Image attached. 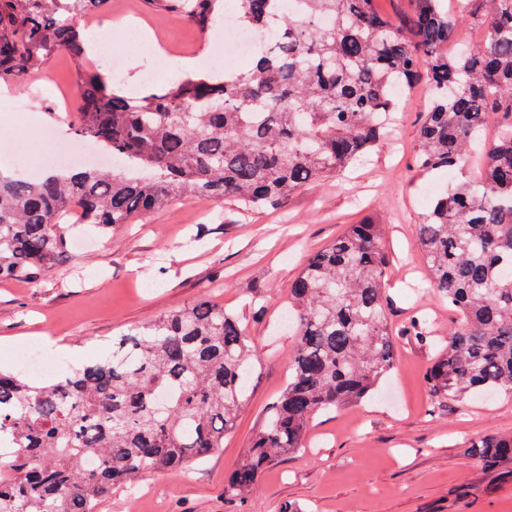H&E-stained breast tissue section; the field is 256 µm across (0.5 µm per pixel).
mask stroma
<instances>
[{
  "label": "stroma",
  "mask_w": 512,
  "mask_h": 512,
  "mask_svg": "<svg viewBox=\"0 0 512 512\" xmlns=\"http://www.w3.org/2000/svg\"><path fill=\"white\" fill-rule=\"evenodd\" d=\"M114 2L135 21L115 46L122 81L143 84L168 71L154 29H167L170 44L191 56L222 38L145 0ZM63 90L78 93L75 64L63 53L9 87L25 110L0 109V166L53 165L45 131L78 144V166L93 165V146L78 139L73 111L59 102ZM426 101L421 83L402 96L391 135L341 179L303 186L257 213L184 196L104 233L72 210L60 221L72 247L52 270L0 281V368L19 370L17 351L34 345L55 365L46 381L108 352L113 336L202 298L236 314L253 343L247 399L223 448L180 474L142 476L135 489L100 501L97 512H512V464L487 471L469 452L484 436L512 435V397L477 393L462 410L435 399L426 377L437 347L405 332L416 314L429 315L438 336L456 320L423 274L415 234L430 205L424 190L447 184L445 175L414 165ZM359 220L386 227L395 365L360 404L318 413L305 448L272 462L246 502L229 500L224 483L288 381L296 344L283 321L288 287L311 254Z\"/></svg>",
  "instance_id": "1"
}]
</instances>
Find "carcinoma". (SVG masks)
Listing matches in <instances>:
<instances>
[{"label": "carcinoma", "instance_id": "carcinoma-1", "mask_svg": "<svg viewBox=\"0 0 512 512\" xmlns=\"http://www.w3.org/2000/svg\"><path fill=\"white\" fill-rule=\"evenodd\" d=\"M109 0H0V86L63 51L79 70L77 131L118 171L64 179L0 176V278L50 270L67 249L62 215L128 224L184 195L275 205L365 160L387 136L398 87L424 78L428 112L416 166L477 178L437 195L416 225L426 274L457 314L427 373L432 395L463 405L478 392L512 396V0H414L395 26L376 0H153L209 31L224 13L278 36L244 70L178 78L146 95L107 92L84 69L81 21ZM482 32L448 54L459 27ZM498 121L488 131L492 121ZM388 252L379 224H352L311 255L290 287L296 345L288 383L224 495L243 500L268 463L303 447L321 411L367 397L394 366L384 307ZM409 335L433 340L425 318ZM252 347L224 306L201 299L112 337V352L37 383L0 370V512H95L117 487L175 474L224 447L247 392ZM488 467L512 462V436L471 444ZM91 457L96 465L87 467Z\"/></svg>", "mask_w": 512, "mask_h": 512}]
</instances>
